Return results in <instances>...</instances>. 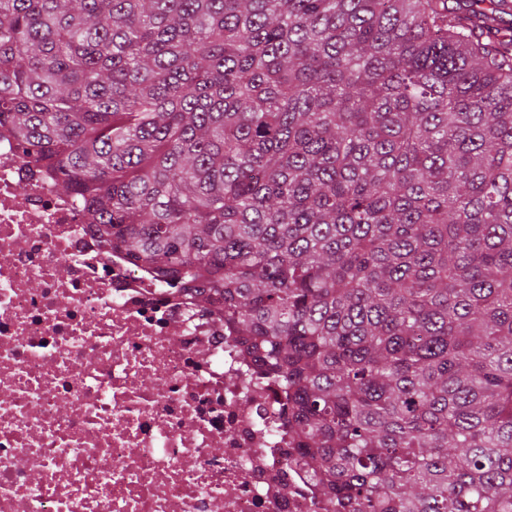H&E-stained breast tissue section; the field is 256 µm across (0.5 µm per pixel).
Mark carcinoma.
Wrapping results in <instances>:
<instances>
[{
	"instance_id": "carcinoma-1",
	"label": "carcinoma",
	"mask_w": 512,
	"mask_h": 512,
	"mask_svg": "<svg viewBox=\"0 0 512 512\" xmlns=\"http://www.w3.org/2000/svg\"><path fill=\"white\" fill-rule=\"evenodd\" d=\"M505 0H0V130L222 309L321 512H512Z\"/></svg>"
}]
</instances>
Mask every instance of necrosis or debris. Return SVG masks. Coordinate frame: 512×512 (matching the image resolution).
Masks as SVG:
<instances>
[{
    "instance_id": "1",
    "label": "necrosis or debris",
    "mask_w": 512,
    "mask_h": 512,
    "mask_svg": "<svg viewBox=\"0 0 512 512\" xmlns=\"http://www.w3.org/2000/svg\"><path fill=\"white\" fill-rule=\"evenodd\" d=\"M257 371L0 132V512H319Z\"/></svg>"
}]
</instances>
